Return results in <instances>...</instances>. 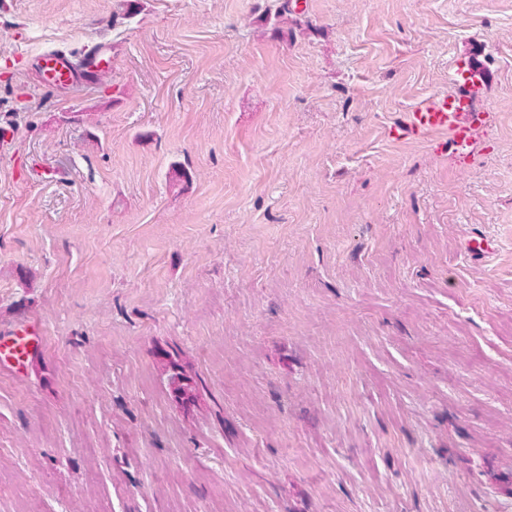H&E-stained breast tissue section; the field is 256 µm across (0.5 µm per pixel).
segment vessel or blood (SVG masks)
<instances>
[{
	"label": "vessel or blood",
	"instance_id": "1",
	"mask_svg": "<svg viewBox=\"0 0 512 512\" xmlns=\"http://www.w3.org/2000/svg\"><path fill=\"white\" fill-rule=\"evenodd\" d=\"M36 66L44 74L43 86L49 91H69L91 85L112 66L104 49L91 50L79 61L58 52L43 54ZM451 92L420 99L389 130L392 138H426L451 146L459 156L470 155L480 131L493 116L479 106V93L489 81V73L477 56L457 63ZM36 327L21 325L0 331V369L20 372L41 345Z\"/></svg>",
	"mask_w": 512,
	"mask_h": 512
}]
</instances>
